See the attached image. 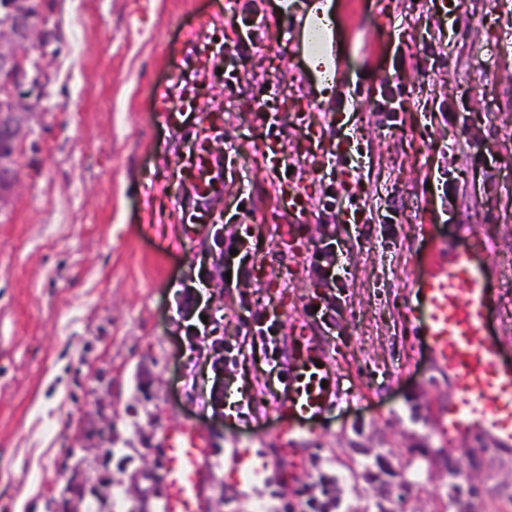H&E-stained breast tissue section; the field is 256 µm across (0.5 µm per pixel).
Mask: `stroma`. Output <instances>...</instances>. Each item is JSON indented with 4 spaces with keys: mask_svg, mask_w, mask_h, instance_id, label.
Returning a JSON list of instances; mask_svg holds the SVG:
<instances>
[{
    "mask_svg": "<svg viewBox=\"0 0 512 512\" xmlns=\"http://www.w3.org/2000/svg\"><path fill=\"white\" fill-rule=\"evenodd\" d=\"M313 2L43 0L58 36L50 85L0 209V512H65L96 449L155 448L179 422L215 437L212 476L239 490L240 512L277 477L295 487L336 457L353 464L342 497L363 512L375 490L362 447L397 471L427 449L429 483L403 510L431 512L443 444L430 413L450 389L408 314L429 241L485 234L493 330L512 356V0H459L455 26L443 0H331L328 93L302 38ZM252 11L258 50L233 27ZM260 98L276 124L257 115ZM487 150L492 165L473 163ZM290 180L308 201L298 258L270 230L293 218L277 193ZM327 244L333 282L309 268ZM183 289L199 303L180 319ZM331 298L325 324L317 309ZM258 315L273 344L225 363V322ZM309 347L339 404L275 474L271 404ZM257 390L264 404L247 407ZM454 457L475 459L464 475L491 512H512V455L477 441Z\"/></svg>",
    "mask_w": 512,
    "mask_h": 512,
    "instance_id": "35a3bbf8",
    "label": "stroma"
}]
</instances>
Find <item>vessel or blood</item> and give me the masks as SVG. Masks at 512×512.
<instances>
[{
  "instance_id": "obj_1",
  "label": "vessel or blood",
  "mask_w": 512,
  "mask_h": 512,
  "mask_svg": "<svg viewBox=\"0 0 512 512\" xmlns=\"http://www.w3.org/2000/svg\"><path fill=\"white\" fill-rule=\"evenodd\" d=\"M471 251L435 245L427 252L425 272L413 284V331L427 344L435 371L447 380L448 397L433 409L432 430L449 446L483 440L504 455L512 453V357L506 356L489 323L495 308L490 268L476 258L483 246L470 230ZM309 362L288 368L284 399L276 412L285 424L276 431L278 446L314 438V416L335 405L333 392L304 383ZM160 482L161 512H210V477L218 453L215 438L193 424L166 427Z\"/></svg>"
}]
</instances>
